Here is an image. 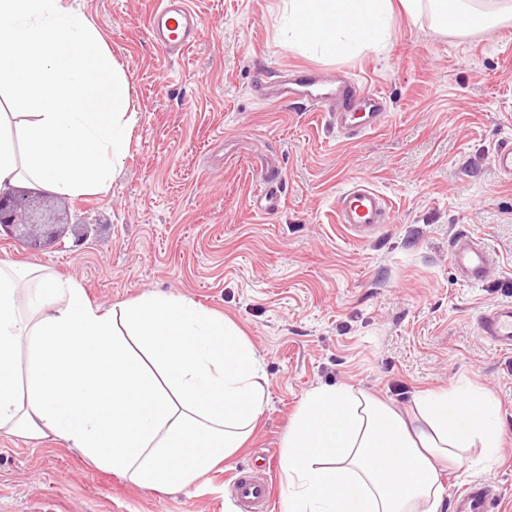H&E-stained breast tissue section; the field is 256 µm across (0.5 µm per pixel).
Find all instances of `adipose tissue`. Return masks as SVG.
Listing matches in <instances>:
<instances>
[{"mask_svg": "<svg viewBox=\"0 0 512 512\" xmlns=\"http://www.w3.org/2000/svg\"><path fill=\"white\" fill-rule=\"evenodd\" d=\"M289 46L327 56L386 41L394 4L471 26V0H284ZM135 122L123 70L65 0H0V193L108 190ZM268 405L256 351L229 319L146 294L111 307L45 266L0 261V433L52 439L144 489L198 486ZM496 400L461 384L393 406L350 385L308 391L283 438L284 512H441L449 465L500 453Z\"/></svg>", "mask_w": 512, "mask_h": 512, "instance_id": "ef3b65f1", "label": "adipose tissue"}]
</instances>
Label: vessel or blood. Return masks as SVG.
I'll return each mask as SVG.
<instances>
[{"mask_svg":"<svg viewBox=\"0 0 512 512\" xmlns=\"http://www.w3.org/2000/svg\"><path fill=\"white\" fill-rule=\"evenodd\" d=\"M148 30L157 44L172 55L182 54L194 44L201 32L198 15L186 0H158L152 11ZM260 95L279 105L305 106L312 112L326 113L337 134L347 140L379 128L388 116L386 97L378 90L363 87L345 76L326 77L301 68H289L276 83L275 91L259 87ZM281 182L265 174L263 184L254 193L252 206L261 213L281 208ZM336 221L364 239L391 223V210L385 197L367 182H352L336 202ZM491 251L483 239L471 235L457 236L449 251V261L461 281L471 285L483 283L489 272ZM478 336L493 347L512 352V302L501 301L485 308L476 319ZM237 499L248 512H267L271 487L267 479L240 469L232 475ZM497 494L491 487L474 483L455 494L453 512H491Z\"/></svg>","mask_w":512,"mask_h":512,"instance_id":"1","label":"vessel or blood"}]
</instances>
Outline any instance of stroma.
<instances>
[{"label": "stroma", "mask_w": 512, "mask_h": 512, "mask_svg": "<svg viewBox=\"0 0 512 512\" xmlns=\"http://www.w3.org/2000/svg\"><path fill=\"white\" fill-rule=\"evenodd\" d=\"M122 68L136 122L106 192L71 196L24 185L57 228L40 250L0 237V260L38 263L110 306L145 293L181 296L231 319L253 344L269 404L249 442L198 487L161 494L84 462L52 440L0 434V512H224L233 471L268 478L283 512L282 440L305 393L350 384L407 405L469 383L498 401V459L443 476L448 495L492 482L512 512V353L482 341L475 318L512 300V181L492 154L512 139V21L465 36L428 16L395 14L386 47L348 58L290 47L283 0H190L203 36L170 57L148 33L155 0H68ZM346 70L380 90L384 126L345 141L326 114L261 101L281 70ZM285 205L249 201L264 165ZM368 181L395 220L357 240L334 221L339 193ZM496 258L481 285L448 261L460 233Z\"/></svg>", "instance_id": "obj_1"}]
</instances>
